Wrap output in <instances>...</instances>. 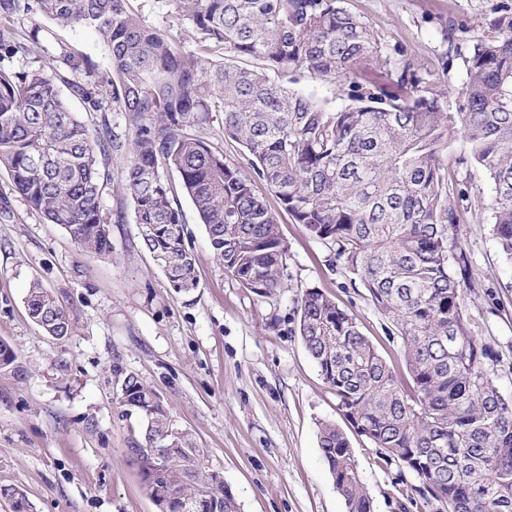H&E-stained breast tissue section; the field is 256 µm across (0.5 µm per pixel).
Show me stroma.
<instances>
[{
    "label": "stroma",
    "mask_w": 512,
    "mask_h": 512,
    "mask_svg": "<svg viewBox=\"0 0 512 512\" xmlns=\"http://www.w3.org/2000/svg\"><path fill=\"white\" fill-rule=\"evenodd\" d=\"M372 30L387 67L357 64L350 80L305 75L298 87L326 105H349V81L382 84L410 69L426 86L452 91L466 81L463 56L512 0H344ZM15 26L29 53L0 58V68L31 71L63 52L89 56L92 74L71 78L111 91L112 62L98 34L35 15ZM127 156H111L114 177L101 195L112 251L85 252L47 223L0 170V340L17 355L21 375L0 371V487L22 490L31 512H157L129 450L141 434L117 400L133 373L160 397L179 429L219 472L242 512H347L318 446L320 422L347 435L374 512H437L413 487L415 476L379 460L338 409L298 330L300 298L317 288L353 314L378 352L405 375L400 339L368 292L337 260L334 244L310 237L261 181L255 193L276 217L287 249L284 286L257 296L224 272L195 208L181 197L199 284L172 288L141 245L134 208L116 182ZM460 218L448 234L473 270L464 301L470 327L498 356L497 385L512 397V262L490 230L491 182L473 164L456 165L452 185ZM40 281L66 309L69 336H49L29 317L28 288Z\"/></svg>",
    "instance_id": "35a3bbf8"
}]
</instances>
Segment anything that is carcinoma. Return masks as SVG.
Instances as JSON below:
<instances>
[{
    "label": "carcinoma",
    "mask_w": 512,
    "mask_h": 512,
    "mask_svg": "<svg viewBox=\"0 0 512 512\" xmlns=\"http://www.w3.org/2000/svg\"><path fill=\"white\" fill-rule=\"evenodd\" d=\"M169 5L176 24L195 32V48L143 23L130 0H0V54L29 52L26 34L8 24L23 12L96 30L112 60L109 96L62 76L63 68L91 72L88 56L62 53L34 71L0 69V169L33 210L103 255L112 249L100 212L110 173L100 159L128 152L121 188L143 247L160 257L169 282L188 292L198 286L183 194L225 273L271 298L282 287L287 249L276 217L253 191L252 176L264 180L294 223L336 246L404 346L406 386L354 315L316 288L303 293L299 335L344 417L447 512H512V398L496 384L493 348L470 329L464 287L471 271L458 244L448 243L458 215L443 159L463 139L461 162L492 182V232L512 261V13L469 46L456 107L406 68L372 89L350 83L352 104L336 111L315 91L284 87L272 74L332 81L361 59L387 64L369 26L343 0ZM59 81L88 111L123 113L132 149L106 119L90 136ZM213 112L223 113L222 134L248 153L253 175L228 165L207 141ZM162 169L176 171L179 184ZM25 305L47 334H71L69 314L40 283L30 286ZM118 400L140 420L141 441L130 454L159 512H180L184 500L193 512H240L223 477L205 470L189 433L154 447L173 424L150 387L130 373ZM318 443L348 512H373L345 433L322 422Z\"/></svg>",
    "instance_id": "carcinoma-1"
}]
</instances>
